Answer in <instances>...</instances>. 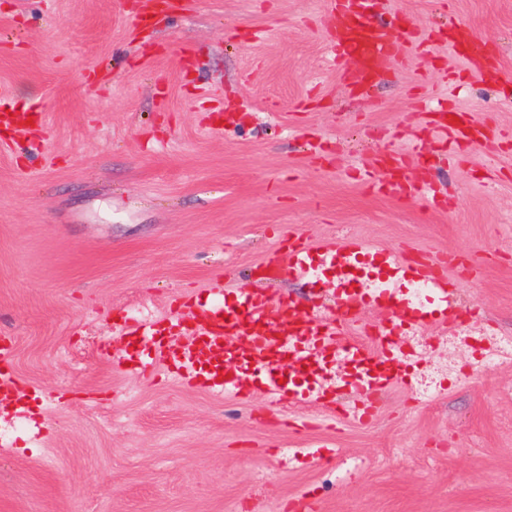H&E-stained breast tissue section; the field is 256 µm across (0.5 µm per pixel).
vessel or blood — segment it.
Here are the masks:
<instances>
[{"label": "vessel or blood", "instance_id": "obj_1", "mask_svg": "<svg viewBox=\"0 0 512 512\" xmlns=\"http://www.w3.org/2000/svg\"><path fill=\"white\" fill-rule=\"evenodd\" d=\"M364 0H333L336 23L332 29L334 58L355 59L357 70L346 75L348 86L372 83L404 53V43L392 28L376 26L363 17ZM437 129L455 132L458 139L480 143L489 130L483 123L453 120L441 111ZM418 155L391 152L377 155L389 177L381 191H408L406 172L417 165ZM284 253L274 255L263 266L276 275L282 266L305 273L331 271L338 285L340 304L335 317L317 318L294 303L256 291L237 289L233 303L203 306L184 302L194 327L190 347H182L179 324L157 325L153 354L171 360L181 378L228 396L244 398L249 392L247 372L265 376L266 391L280 403L293 407L312 401L320 410L341 411L350 422L365 424L375 414V399L399 381L397 362L404 346L397 331L413 335L432 322L434 313L416 305L405 285L425 288L431 295L448 292V268L453 258L444 255H399L373 248L357 236H349L328 248L291 239ZM385 312L384 322L363 339L360 306ZM344 361L347 378L337 392L349 395L345 408H337L334 393L320 383L321 362L328 353Z\"/></svg>", "mask_w": 512, "mask_h": 512}]
</instances>
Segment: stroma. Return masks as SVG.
Instances as JSON below:
<instances>
[{
	"label": "stroma",
	"instance_id": "stroma-1",
	"mask_svg": "<svg viewBox=\"0 0 512 512\" xmlns=\"http://www.w3.org/2000/svg\"><path fill=\"white\" fill-rule=\"evenodd\" d=\"M0 0V336L29 395L0 409V512H512V0H379L400 60L360 92L333 60L330 0ZM470 26L500 76L448 48ZM447 109L479 144L436 131ZM10 149H2V142ZM422 149L418 196L377 191L382 151ZM358 235L447 254L469 330L412 336L404 380L352 424L298 431L262 385L244 400L112 355L126 322L251 287L322 317L336 279H257L283 238ZM333 455L307 466L308 449ZM452 115L458 117L457 122H453ZM461 118L456 112L441 111L437 113V120L434 124L437 129L445 132L454 131L458 139L468 143H481L488 138L489 129L485 124Z\"/></svg>",
	"mask_w": 512,
	"mask_h": 512
}]
</instances>
